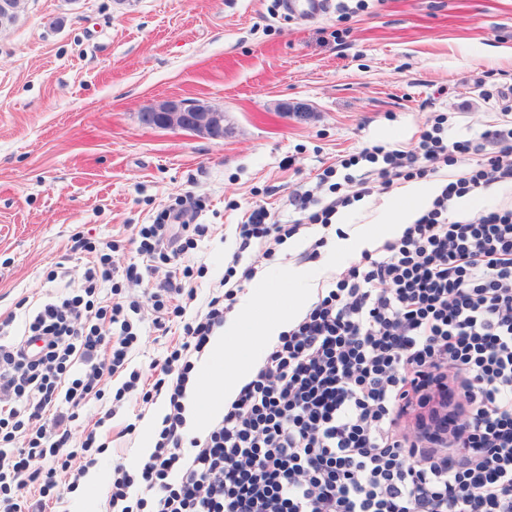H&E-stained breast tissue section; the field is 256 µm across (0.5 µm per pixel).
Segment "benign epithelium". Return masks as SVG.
Returning <instances> with one entry per match:
<instances>
[{
  "instance_id": "benign-epithelium-1",
  "label": "benign epithelium",
  "mask_w": 512,
  "mask_h": 512,
  "mask_svg": "<svg viewBox=\"0 0 512 512\" xmlns=\"http://www.w3.org/2000/svg\"><path fill=\"white\" fill-rule=\"evenodd\" d=\"M139 121L145 126L212 140H222L226 133L224 111L204 101L162 100L140 112Z\"/></svg>"
}]
</instances>
